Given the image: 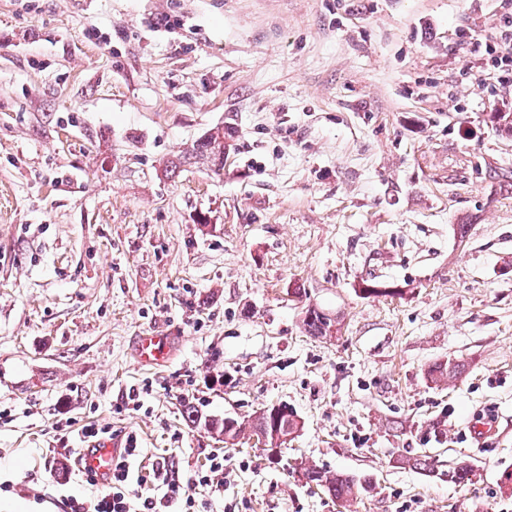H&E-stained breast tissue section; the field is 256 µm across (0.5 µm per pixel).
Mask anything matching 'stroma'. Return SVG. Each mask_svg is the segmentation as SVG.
Returning a JSON list of instances; mask_svg holds the SVG:
<instances>
[{
  "label": "stroma",
  "instance_id": "stroma-1",
  "mask_svg": "<svg viewBox=\"0 0 512 512\" xmlns=\"http://www.w3.org/2000/svg\"><path fill=\"white\" fill-rule=\"evenodd\" d=\"M502 12L0 0V500L95 496L51 453L57 427L75 448L93 422L137 436L148 485L156 457L187 474L223 456V492L196 491L211 512H512V87L469 52ZM219 125L223 171L165 174ZM310 305L335 336L303 333ZM150 333L164 365L135 356ZM448 359L462 376L432 383ZM187 400L240 420L285 404L303 426L274 463L188 423ZM303 464L372 487L348 510ZM168 339L166 336L145 335L140 336L136 343V355L143 365H157L163 362L168 355Z\"/></svg>",
  "mask_w": 512,
  "mask_h": 512
}]
</instances>
